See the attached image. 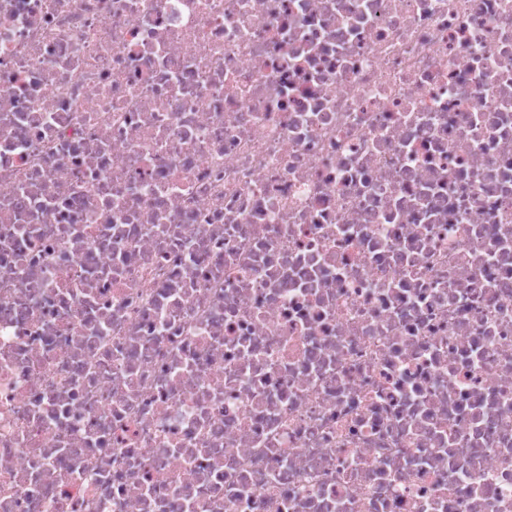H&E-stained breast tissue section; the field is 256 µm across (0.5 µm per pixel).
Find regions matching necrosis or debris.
Segmentation results:
<instances>
[{
	"label": "necrosis or debris",
	"instance_id": "obj_1",
	"mask_svg": "<svg viewBox=\"0 0 512 512\" xmlns=\"http://www.w3.org/2000/svg\"><path fill=\"white\" fill-rule=\"evenodd\" d=\"M0 512H512V0H0Z\"/></svg>",
	"mask_w": 512,
	"mask_h": 512
}]
</instances>
